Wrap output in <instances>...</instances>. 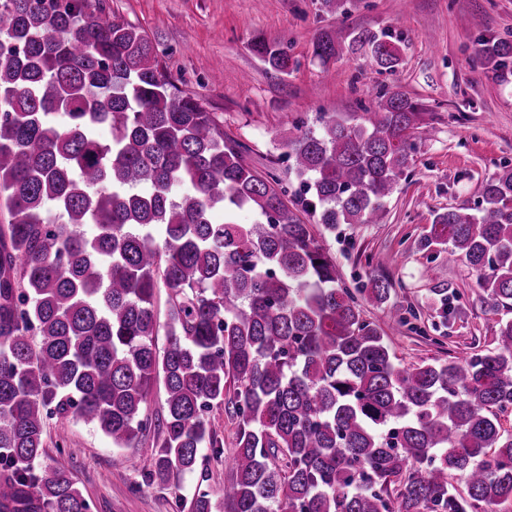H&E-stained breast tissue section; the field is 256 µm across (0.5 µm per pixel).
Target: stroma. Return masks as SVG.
Segmentation results:
<instances>
[{"instance_id":"obj_1","label":"stroma","mask_w":512,"mask_h":512,"mask_svg":"<svg viewBox=\"0 0 512 512\" xmlns=\"http://www.w3.org/2000/svg\"><path fill=\"white\" fill-rule=\"evenodd\" d=\"M152 41L171 80L196 94L224 119V134L238 142L246 163L283 179L288 161L279 141L289 122H314L320 112H359L379 93L400 90L423 110L435 130L419 141L413 163L379 224L340 225L325 246L343 283L356 288L372 275L392 284L390 302H363L404 363L431 358L466 359L492 341L499 319L489 312L475 273L461 261L422 244L434 213L476 207L483 184L512 163V66H472L479 43L512 40V0H346L344 12L321 0H102ZM480 16L481 27L469 24ZM368 30L397 39L402 63L385 72L362 56L343 52L322 61L313 43L325 31ZM261 38L285 49L295 68L285 77L266 68L250 44ZM443 290L460 309L446 327L432 300ZM413 308L427 333L397 332L389 306ZM64 437L65 460L91 512H180L179 502L200 489L220 499L223 463L204 454L178 488L145 480L151 441L113 447L94 425L78 418L50 420L48 443Z\"/></svg>"}]
</instances>
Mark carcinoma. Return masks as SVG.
I'll return each mask as SVG.
<instances>
[{
    "mask_svg": "<svg viewBox=\"0 0 512 512\" xmlns=\"http://www.w3.org/2000/svg\"><path fill=\"white\" fill-rule=\"evenodd\" d=\"M252 48L292 68L284 49ZM344 49L384 71L401 62L370 31L314 42L324 61ZM473 63L506 67L512 40L480 44ZM422 115L392 91L315 129L293 123L281 146L306 224L223 119L171 83L144 31L104 17L100 0H0V512H90L63 448L44 463L54 417L116 448L152 435L149 483L176 488L204 449L223 454L216 405L237 426L230 477L220 500L199 490L187 512L512 503V319L468 360L406 365L361 308L387 303L389 282L343 286L314 230L382 222L416 140L432 136ZM240 211L253 222H235ZM423 246L465 262L491 307L512 310V165L477 207L435 214ZM412 317L390 308L398 331Z\"/></svg>",
    "mask_w": 512,
    "mask_h": 512,
    "instance_id": "1",
    "label": "carcinoma"
}]
</instances>
